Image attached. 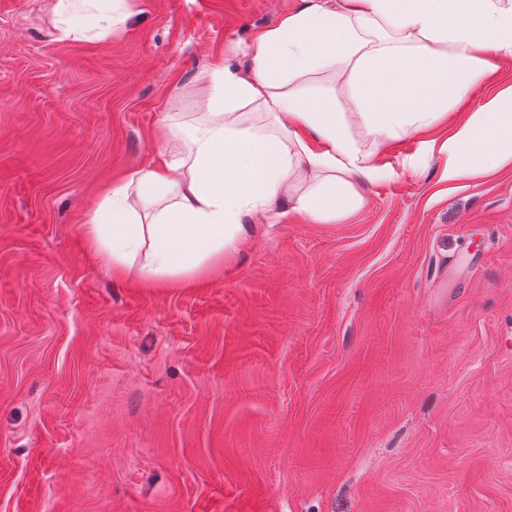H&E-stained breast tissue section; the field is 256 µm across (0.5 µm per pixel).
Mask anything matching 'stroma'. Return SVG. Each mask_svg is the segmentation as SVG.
<instances>
[{
  "label": "stroma",
  "mask_w": 512,
  "mask_h": 512,
  "mask_svg": "<svg viewBox=\"0 0 512 512\" xmlns=\"http://www.w3.org/2000/svg\"><path fill=\"white\" fill-rule=\"evenodd\" d=\"M300 2L126 0L65 39L57 0H0V512H512V167L451 182L405 137L360 211L271 216L188 288L88 244Z\"/></svg>",
  "instance_id": "stroma-1"
}]
</instances>
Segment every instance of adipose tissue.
Segmentation results:
<instances>
[{"label":"adipose tissue","instance_id":"1","mask_svg":"<svg viewBox=\"0 0 512 512\" xmlns=\"http://www.w3.org/2000/svg\"><path fill=\"white\" fill-rule=\"evenodd\" d=\"M241 69L202 76V107L169 129L163 165L130 171L87 217L113 277L185 285L274 212L313 224L363 205L374 157L409 135L456 182L512 166V86L443 140L432 130L512 56V0H302L254 34Z\"/></svg>","mask_w":512,"mask_h":512}]
</instances>
